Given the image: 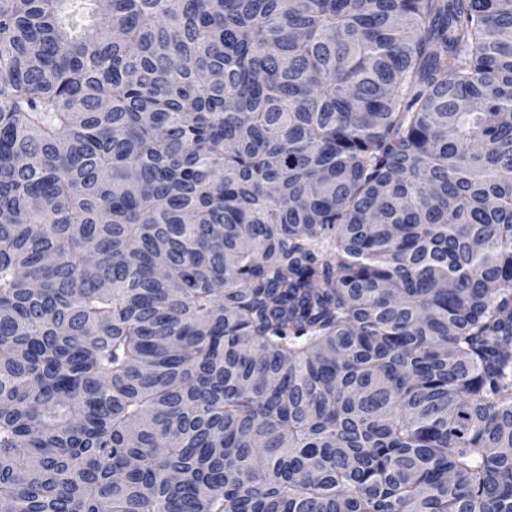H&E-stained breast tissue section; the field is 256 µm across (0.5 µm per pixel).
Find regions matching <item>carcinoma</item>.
I'll return each instance as SVG.
<instances>
[{
  "instance_id": "carcinoma-1",
  "label": "carcinoma",
  "mask_w": 512,
  "mask_h": 512,
  "mask_svg": "<svg viewBox=\"0 0 512 512\" xmlns=\"http://www.w3.org/2000/svg\"><path fill=\"white\" fill-rule=\"evenodd\" d=\"M0 512H512V0H0Z\"/></svg>"
}]
</instances>
